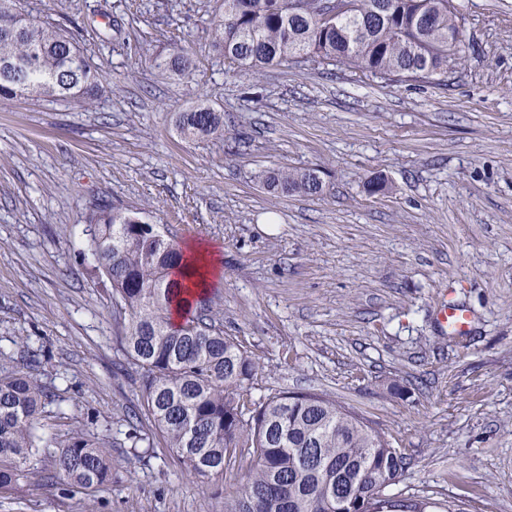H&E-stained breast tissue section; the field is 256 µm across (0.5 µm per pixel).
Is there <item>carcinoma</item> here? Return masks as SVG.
I'll return each instance as SVG.
<instances>
[{
    "mask_svg": "<svg viewBox=\"0 0 512 512\" xmlns=\"http://www.w3.org/2000/svg\"><path fill=\"white\" fill-rule=\"evenodd\" d=\"M324 0H224L210 49L254 73L270 65L319 57L389 81L429 80L448 73L457 8L448 0H354L355 10L328 29ZM163 72L190 66L176 48L153 59ZM102 85L76 39L0 0V101L36 97L94 103ZM183 137L224 130V114L199 105L176 118ZM272 191L317 194L315 171L278 170L262 178ZM86 235L99 274L118 309V345L140 371V412L126 419L133 448H152L154 434L202 477L222 476L235 459L249 460L241 489L224 512H426L428 504L395 501L385 490L410 459L360 415L317 394L251 395L257 365L211 316L209 293L177 282L180 247L156 225L111 203L87 217ZM187 307L176 324L172 312ZM50 394L21 370L0 375V493L26 478L31 463L54 449L46 483L90 489L112 481L110 430L39 433Z\"/></svg>",
    "mask_w": 512,
    "mask_h": 512,
    "instance_id": "1",
    "label": "carcinoma"
}]
</instances>
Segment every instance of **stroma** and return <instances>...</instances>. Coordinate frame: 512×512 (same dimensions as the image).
<instances>
[{"instance_id": "1", "label": "stroma", "mask_w": 512, "mask_h": 512, "mask_svg": "<svg viewBox=\"0 0 512 512\" xmlns=\"http://www.w3.org/2000/svg\"><path fill=\"white\" fill-rule=\"evenodd\" d=\"M455 5L465 54L395 83L316 58L240 72L209 48L223 0H20L77 38L104 93L0 102V370L28 363L57 395L45 434L108 427L117 444L111 483L46 487L45 458L0 512H224L242 477L123 444L139 375L82 234L104 199L218 246L213 308L258 366L253 396L364 417L411 460L389 497L512 512V0ZM174 47L191 74L153 67ZM200 104L223 135L182 139L177 114ZM278 169L317 170L322 193L267 191ZM446 289L469 336L436 325Z\"/></svg>"}]
</instances>
